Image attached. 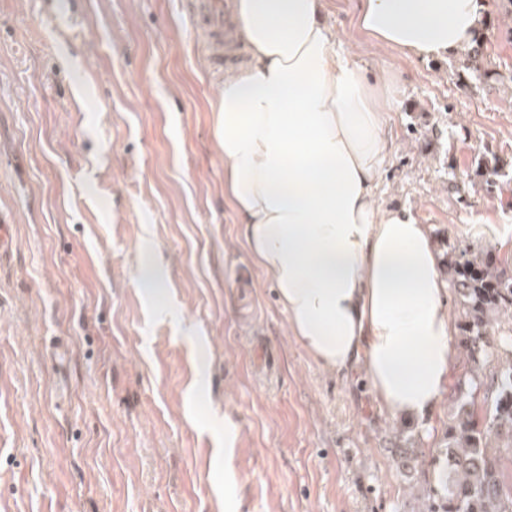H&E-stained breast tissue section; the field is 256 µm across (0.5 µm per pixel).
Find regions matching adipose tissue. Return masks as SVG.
Listing matches in <instances>:
<instances>
[{
	"instance_id": "ef3b65f1",
	"label": "adipose tissue",
	"mask_w": 512,
	"mask_h": 512,
	"mask_svg": "<svg viewBox=\"0 0 512 512\" xmlns=\"http://www.w3.org/2000/svg\"><path fill=\"white\" fill-rule=\"evenodd\" d=\"M320 8L235 0L250 61L213 106L224 188L295 343L336 375L364 369L391 419L420 420L448 390V290L427 225L378 204L390 102ZM486 12V0H362L358 24L434 58L464 50Z\"/></svg>"
}]
</instances>
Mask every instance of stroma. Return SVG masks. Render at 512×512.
Instances as JSON below:
<instances>
[{"instance_id":"35a3bbf8","label":"stroma","mask_w":512,"mask_h":512,"mask_svg":"<svg viewBox=\"0 0 512 512\" xmlns=\"http://www.w3.org/2000/svg\"><path fill=\"white\" fill-rule=\"evenodd\" d=\"M360 6L323 15L395 102L379 202L436 254L511 258L512 5L488 0L494 77L463 85L459 55L381 47ZM245 60L212 68L195 0H0V512H423L451 398L390 420L296 345L247 255L212 112ZM146 242L169 319L136 278ZM503 167L504 165L502 162L495 156H493L490 160L486 157H482L479 166L474 172L473 180L477 178L487 187H492L496 183V178L502 175Z\"/></svg>"}]
</instances>
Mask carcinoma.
Wrapping results in <instances>:
<instances>
[{
	"label": "carcinoma",
	"instance_id": "cac0c4a2",
	"mask_svg": "<svg viewBox=\"0 0 512 512\" xmlns=\"http://www.w3.org/2000/svg\"><path fill=\"white\" fill-rule=\"evenodd\" d=\"M487 29L463 51L455 73L459 79L492 78L481 67ZM503 164L497 157L482 158L474 177L495 185ZM445 265L448 283L458 304L455 323L460 350L470 364V378L455 395V416L448 429L447 484L430 488L425 512H512V484L501 471L503 453L512 452V336L496 335L500 316L512 320V272L502 266L490 247L448 246ZM497 362L484 418L474 412L475 392L484 386L486 367ZM505 438V446L491 440Z\"/></svg>",
	"mask_w": 512,
	"mask_h": 512
}]
</instances>
